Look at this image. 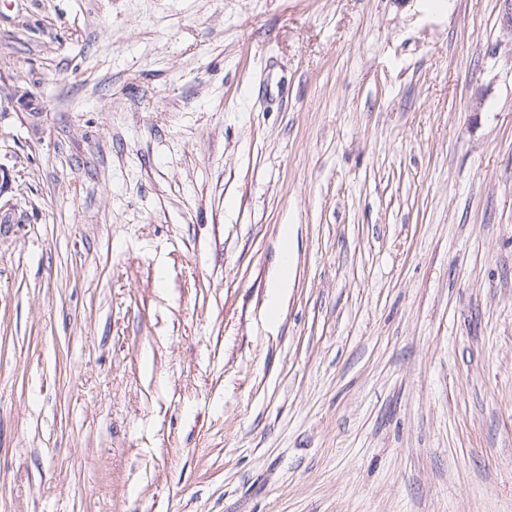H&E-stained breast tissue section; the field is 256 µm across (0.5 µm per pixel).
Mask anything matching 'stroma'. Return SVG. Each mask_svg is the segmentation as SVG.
Masks as SVG:
<instances>
[{
	"instance_id": "obj_1",
	"label": "stroma",
	"mask_w": 512,
	"mask_h": 512,
	"mask_svg": "<svg viewBox=\"0 0 512 512\" xmlns=\"http://www.w3.org/2000/svg\"><path fill=\"white\" fill-rule=\"evenodd\" d=\"M504 9L0 0V512H512Z\"/></svg>"
}]
</instances>
